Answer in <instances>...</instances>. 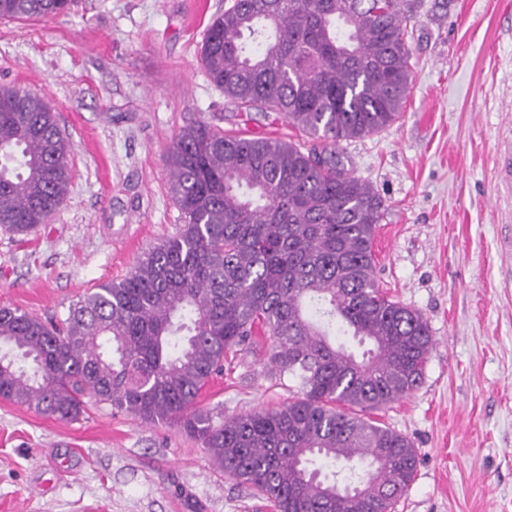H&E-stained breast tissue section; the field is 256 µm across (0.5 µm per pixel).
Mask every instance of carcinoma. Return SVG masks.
Listing matches in <instances>:
<instances>
[{"label":"carcinoma","mask_w":512,"mask_h":512,"mask_svg":"<svg viewBox=\"0 0 512 512\" xmlns=\"http://www.w3.org/2000/svg\"><path fill=\"white\" fill-rule=\"evenodd\" d=\"M74 2L0 0V19H50ZM411 12L407 0H228L202 43L209 81L316 144L201 119L181 127L164 162L182 229L59 325L1 307L0 400L69 420L108 404L175 426L274 512H394L416 450L367 413L419 387L433 340L426 319L380 286L385 204L345 171L336 145L398 118L413 78ZM71 152L44 96L0 85L1 229L48 221L67 199ZM262 336L267 365L298 380L296 396L216 418L203 391ZM317 459L337 467L333 479L310 468Z\"/></svg>","instance_id":"obj_1"}]
</instances>
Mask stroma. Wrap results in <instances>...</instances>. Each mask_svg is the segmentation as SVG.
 I'll use <instances>...</instances> for the list:
<instances>
[{"instance_id": "1", "label": "stroma", "mask_w": 512, "mask_h": 512, "mask_svg": "<svg viewBox=\"0 0 512 512\" xmlns=\"http://www.w3.org/2000/svg\"><path fill=\"white\" fill-rule=\"evenodd\" d=\"M414 80L398 119L341 142L384 200L377 275L427 320L421 385L373 418L407 436L417 471L396 512H512V0H420ZM224 0H77L52 20H0V85L46 97L72 143V186L48 223L0 229V307L44 319L126 277L183 218L164 152L197 119L306 144L275 112L226 100L200 62ZM297 391L263 354L228 366L215 414ZM0 512H272L201 443L108 405L64 420L0 401Z\"/></svg>"}]
</instances>
